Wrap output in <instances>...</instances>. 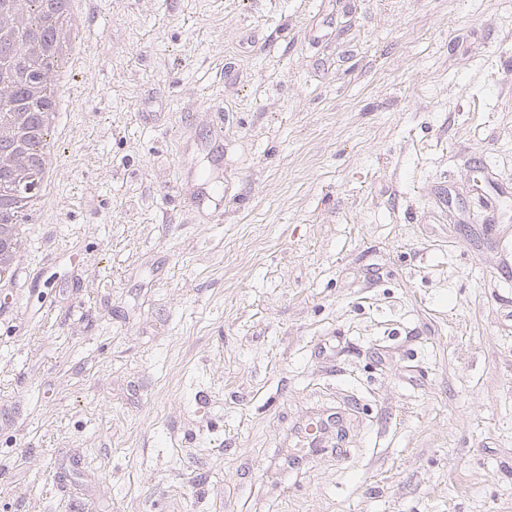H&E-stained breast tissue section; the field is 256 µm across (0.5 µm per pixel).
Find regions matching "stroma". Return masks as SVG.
<instances>
[{
  "mask_svg": "<svg viewBox=\"0 0 512 512\" xmlns=\"http://www.w3.org/2000/svg\"><path fill=\"white\" fill-rule=\"evenodd\" d=\"M85 17L0 289V512H512V192L478 202L512 189V0ZM334 412L340 452L274 473ZM196 190L194 201L199 207L212 208L213 212H221V199H217L216 190L212 182L208 179L201 178L196 180Z\"/></svg>",
  "mask_w": 512,
  "mask_h": 512,
  "instance_id": "1",
  "label": "stroma"
}]
</instances>
